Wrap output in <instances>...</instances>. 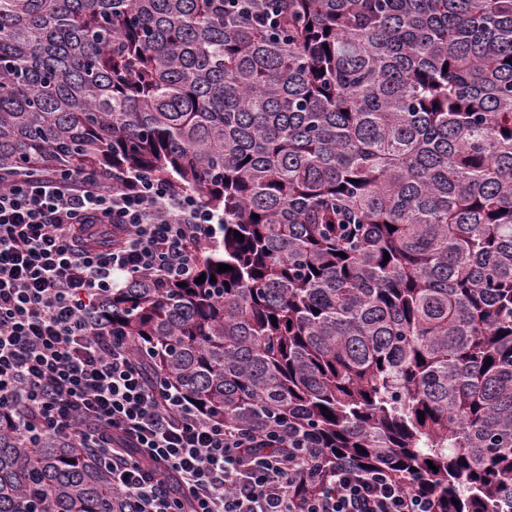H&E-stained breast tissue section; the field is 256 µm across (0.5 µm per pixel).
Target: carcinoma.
Listing matches in <instances>:
<instances>
[{
	"mask_svg": "<svg viewBox=\"0 0 512 512\" xmlns=\"http://www.w3.org/2000/svg\"><path fill=\"white\" fill-rule=\"evenodd\" d=\"M46 169L224 216L204 282L98 304L150 377L512 512V0H0V187ZM123 503L91 449L0 429V512Z\"/></svg>",
	"mask_w": 512,
	"mask_h": 512,
	"instance_id": "obj_1",
	"label": "carcinoma"
}]
</instances>
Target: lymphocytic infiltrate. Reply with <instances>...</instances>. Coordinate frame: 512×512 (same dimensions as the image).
<instances>
[{
  "instance_id": "f902f5d3",
  "label": "lymphocytic infiltrate",
  "mask_w": 512,
  "mask_h": 512,
  "mask_svg": "<svg viewBox=\"0 0 512 512\" xmlns=\"http://www.w3.org/2000/svg\"><path fill=\"white\" fill-rule=\"evenodd\" d=\"M221 222L146 172H48L1 188L0 427L95 449L127 512H180L163 472L178 477L190 512H434L429 496L367 466L319 471L321 491L298 497L287 424L225 426L183 388L150 382L126 339L94 319L97 300L135 274L193 278ZM99 224L109 241L87 237Z\"/></svg>"
}]
</instances>
